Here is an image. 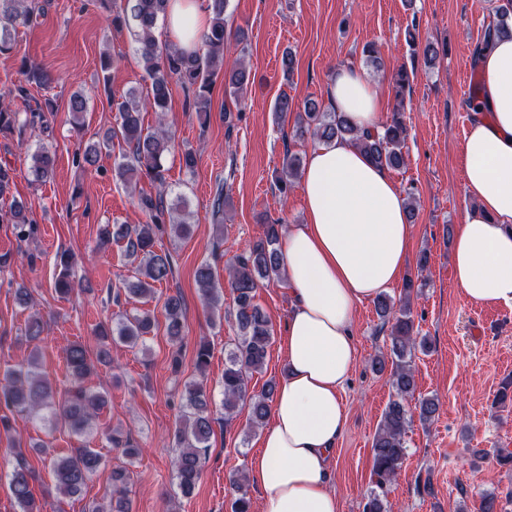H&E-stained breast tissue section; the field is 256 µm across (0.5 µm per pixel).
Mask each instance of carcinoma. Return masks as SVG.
I'll return each instance as SVG.
<instances>
[{
	"instance_id": "1",
	"label": "carcinoma",
	"mask_w": 512,
	"mask_h": 512,
	"mask_svg": "<svg viewBox=\"0 0 512 512\" xmlns=\"http://www.w3.org/2000/svg\"><path fill=\"white\" fill-rule=\"evenodd\" d=\"M33 0H0V53L10 49V28L17 24L32 22L36 7ZM210 24L203 35L202 47L193 53L183 51L173 44H160L155 30L157 22L164 17L167 0H126L121 10L112 14L114 28L128 29L135 43L143 70L150 85L146 95L131 90L118 101H112L118 114V127L112 129L101 141L86 145L76 154L78 165L87 169L97 166L102 150L112 149V140L122 139L124 148L121 161L116 165L118 178L126 184L144 175L160 185L165 184V157L175 150L174 135L164 126L154 129L143 126L141 114L156 112L165 114L169 109L172 84L176 83L185 92L186 109L194 112L200 123L209 122L211 112V91L223 67L226 41V10L229 0H206ZM512 33V0H500L495 6L492 22L486 27L482 39L475 46L473 55L494 37ZM413 73L403 67L395 75V93L399 101L411 92L410 79ZM249 72L243 65L224 71V94L232 102L247 91ZM87 100L75 94L69 101L68 112L72 123L78 129L84 127V113ZM55 111L54 104L47 99L29 108L24 121H19L18 112L11 103L0 96V134L14 131L22 134L25 130H37L50 136L45 113ZM274 112L281 121L295 115V136H310L317 142L334 139L346 140L357 146L372 162L385 169H396L406 163L407 127L401 112L392 113L390 120L373 129H361L341 112H325L318 103L308 100L302 110L295 111L293 100L286 94L280 95L274 104ZM30 171L38 182L46 180L54 171L56 154L45 143H40L30 156ZM302 158L286 151L280 170L275 175V186L285 194L294 181L301 177ZM147 221L143 224H105L99 231V244L105 247L114 240L126 243V254L141 258L140 278L127 291L137 297L154 294V285L169 281L174 274V259L171 254H159L154 250L161 224L169 222L179 236L190 234L191 225L183 220H165V214L184 211L188 207L183 196L167 204L166 194L142 195L138 201ZM12 223L18 229V236L30 234L27 226L33 224L29 210L22 202H14L10 208ZM281 224L266 225L264 237L249 246L236 263L228 269L230 288L236 293L235 324L238 330L237 342L228 353L224 364V422H229L239 402L250 399L251 423L255 427L264 424L270 413L275 386L267 388L256 396H248L250 374L261 370L271 340V325L266 313L253 303L254 293L264 284L283 279V267L277 244ZM195 282L205 304L211 308L218 305L221 296L215 279L213 266L201 263L195 270ZM415 283L411 278L404 283V302L395 305L393 299L381 294L374 300L376 313L382 326L389 327L390 358L392 371L390 381L395 399L387 405L373 442V486L367 495L364 512H387L384 503L385 489L396 477L406 455L405 434L418 413L422 422L431 420L439 410L434 397H426L409 404L416 387L415 371L411 359L415 349H427L425 339L414 336L411 317V293ZM164 316L167 334L172 340L182 336V306L180 298L169 296L164 302ZM155 319L147 312L122 316L115 327H103L97 332V361H111L109 343L118 339L134 348L151 333ZM72 388L61 403H56L57 391L39 371L38 360L30 355L8 369L4 384L0 386V402L13 415L38 418L43 422L63 421L70 431L83 436L93 429L98 414L106 404L104 396L84 386L91 372L92 362L87 348L75 343L66 354ZM211 398L202 383L189 381L184 384L180 398V422L176 435L179 452L174 459L173 469L181 493L191 494L200 477V449L208 447L214 422ZM12 469L8 474L9 490L19 512H38L34 507L35 498L32 482L36 471L20 448L12 451ZM102 456L92 448H73L66 456L51 459V470L57 491L76 495L101 467ZM129 478L125 470L112 473V497L109 507L99 503L88 506L87 512H129L124 486Z\"/></svg>"
}]
</instances>
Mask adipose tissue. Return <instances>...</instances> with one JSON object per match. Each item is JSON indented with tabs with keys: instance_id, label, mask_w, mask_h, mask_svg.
Masks as SVG:
<instances>
[{
	"instance_id": "adipose-tissue-1",
	"label": "adipose tissue",
	"mask_w": 512,
	"mask_h": 512,
	"mask_svg": "<svg viewBox=\"0 0 512 512\" xmlns=\"http://www.w3.org/2000/svg\"><path fill=\"white\" fill-rule=\"evenodd\" d=\"M208 18L199 0H169L165 26L192 50ZM478 68V116L462 146L464 193L475 206L456 230L452 269L472 302L512 306V37L485 46ZM325 94L359 127L378 122L380 96L361 70L336 68ZM301 181L304 221L287 225L278 242L293 298L287 373L247 471L262 492L259 512H340L330 473L347 423L342 393L356 363L355 305L395 287L410 254L404 195L352 143L316 146Z\"/></svg>"
}]
</instances>
